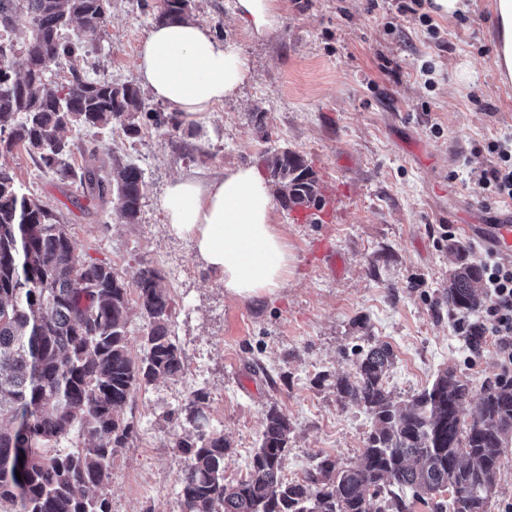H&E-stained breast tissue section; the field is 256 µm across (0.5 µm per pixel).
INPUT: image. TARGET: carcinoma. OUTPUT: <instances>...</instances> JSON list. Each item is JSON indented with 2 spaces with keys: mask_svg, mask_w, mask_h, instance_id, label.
I'll list each match as a JSON object with an SVG mask.
<instances>
[{
  "mask_svg": "<svg viewBox=\"0 0 512 512\" xmlns=\"http://www.w3.org/2000/svg\"><path fill=\"white\" fill-rule=\"evenodd\" d=\"M108 4L0 0V25L13 24L21 11L36 32L24 43L21 77L0 49V155L25 147L42 167L79 181L90 196L115 194L118 220L134 224L144 194L140 168L115 157L77 172L63 132L119 124L135 137L142 114L158 130L178 128L179 119L145 111L139 88L130 84L88 81L75 73L62 96L45 84L52 63L81 54L104 23ZM190 16L191 0H164L163 18ZM74 21L80 31L64 36ZM266 165L286 208L321 210L316 180L300 156L274 152ZM448 249L457 266L445 299L454 310L475 315L485 306L481 265L460 242ZM133 292L148 320L139 360L126 330ZM171 309L159 270L142 267L127 280L106 263L81 259L66 226L22 193L0 164V512H110L103 489L116 450L134 433L119 410L134 391L160 378L174 380L184 369L170 332ZM392 356L389 345H376L359 353L354 379L336 380L344 403L361 405L376 419L359 462L338 468L331 457H319L299 480L282 475L292 427L271 408L245 478L225 482L228 446L211 428L208 394L196 392L184 408L191 430L176 442L185 457L180 512H413L416 502L430 512H488L503 438L512 433V380L484 387L464 424L460 407L472 388L450 369L409 408L398 409L384 382ZM65 440L71 445L60 447Z\"/></svg>",
  "mask_w": 512,
  "mask_h": 512,
  "instance_id": "carcinoma-1",
  "label": "carcinoma"
}]
</instances>
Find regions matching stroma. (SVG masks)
<instances>
[{"label": "stroma", "mask_w": 512, "mask_h": 512, "mask_svg": "<svg viewBox=\"0 0 512 512\" xmlns=\"http://www.w3.org/2000/svg\"><path fill=\"white\" fill-rule=\"evenodd\" d=\"M275 29L253 37L234 0H194V19L235 44L249 68L235 96L212 112L156 130L142 122L70 129L73 163L98 147L100 159L138 166L144 197L136 223L118 220L113 196L91 198L79 183L41 168L23 147L0 156L23 193L68 228L77 255L128 278L142 266L161 271L172 299L171 334L184 370L135 392L121 416L135 425L112 464L105 492L111 512H179L184 431L168 422L197 391L208 395L211 426L229 451L224 477L244 476L266 412L288 416L292 433L285 479L305 476L317 456L357 463L375 419L339 400L335 382L355 374L357 351L388 344L385 384L408 405L437 375L453 369L473 396L500 375L492 343L473 353L444 299L455 256L449 239L478 257L475 225L512 214V201L485 206L469 182L491 162L486 141L512 133V82L494 61V0H465L448 17L434 0L403 12L399 0H281ZM163 0H110L107 20L77 60L47 76L56 90L80 74L136 84V51L162 19ZM299 155L317 181L324 208L276 204L274 222L293 256L274 300L226 296L187 242L169 235L160 199L173 179L202 180L265 152ZM325 245L335 267L315 253Z\"/></svg>", "instance_id": "35a3bbf8"}]
</instances>
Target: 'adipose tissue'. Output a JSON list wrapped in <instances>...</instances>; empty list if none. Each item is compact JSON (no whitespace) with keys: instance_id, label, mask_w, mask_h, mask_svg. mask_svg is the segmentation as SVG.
<instances>
[{"instance_id":"adipose-tissue-1","label":"adipose tissue","mask_w":512,"mask_h":512,"mask_svg":"<svg viewBox=\"0 0 512 512\" xmlns=\"http://www.w3.org/2000/svg\"><path fill=\"white\" fill-rule=\"evenodd\" d=\"M235 8L254 36L278 23L279 0H236ZM495 64L512 81V0H494ZM139 82L181 118L209 112L233 96L248 67L232 43L204 24L185 19L154 25L136 55ZM161 207L170 235L186 241L227 295L266 299L278 295L291 273L292 256L273 222L272 187L261 172L243 166L203 181L176 179Z\"/></svg>"}]
</instances>
